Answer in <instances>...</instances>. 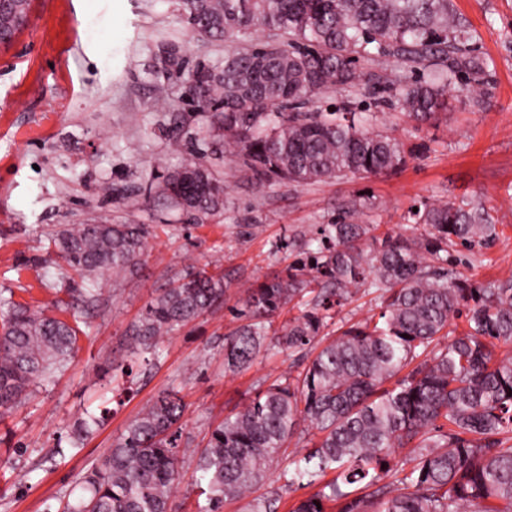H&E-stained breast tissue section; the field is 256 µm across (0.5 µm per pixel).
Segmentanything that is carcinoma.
<instances>
[{
  "instance_id": "obj_1",
  "label": "carcinoma",
  "mask_w": 512,
  "mask_h": 512,
  "mask_svg": "<svg viewBox=\"0 0 512 512\" xmlns=\"http://www.w3.org/2000/svg\"><path fill=\"white\" fill-rule=\"evenodd\" d=\"M192 37L224 44V59L188 66L181 46L161 45L162 72L188 69L185 97L216 121L204 136L238 156L259 180L298 185L348 174L377 176L405 162L402 145L348 110H308L337 89L376 88L379 77L357 67L376 50L414 65H443L437 77L405 83L398 103L421 120L446 107L448 89L482 64L461 49L468 40L450 0H179ZM0 12V32L22 31ZM262 31L268 39L241 45ZM190 218L224 212V187L207 165L190 161L146 188ZM357 205L315 231L317 246L292 251L276 277L258 281L231 307L242 321L225 338L231 372L251 366L269 347L302 353L314 347L332 311L363 288L375 295L378 319L349 326L302 371L288 374L211 430L197 459L195 484L204 502L195 512H222L250 495L279 462L290 438L307 436L308 450L282 473L285 485L314 487L293 512H512V277L486 285L462 277L450 248L486 246L496 224L485 207L452 201L413 213L425 234L408 239L375 234L357 222ZM143 224H68L50 234L54 263L74 271L82 306L98 305L101 282L142 263ZM224 273L200 269L163 288L132 330L142 353L224 301ZM298 308L288 327L269 334L271 319ZM466 329L448 345H431L457 322ZM76 323L47 310L0 298V413L24 401L69 366L79 339ZM401 378L396 375L420 356ZM393 386H387L390 380ZM185 405L160 394L113 443L106 460L83 478L64 512H181L178 424ZM104 416L77 426L73 442ZM407 449L404 467L391 461ZM335 476L324 481L329 473ZM390 477L392 481L384 482ZM372 489L370 493L361 490Z\"/></svg>"
}]
</instances>
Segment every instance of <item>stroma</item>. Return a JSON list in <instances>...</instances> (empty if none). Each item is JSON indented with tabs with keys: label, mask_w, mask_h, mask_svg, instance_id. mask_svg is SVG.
<instances>
[{
	"label": "stroma",
	"mask_w": 512,
	"mask_h": 512,
	"mask_svg": "<svg viewBox=\"0 0 512 512\" xmlns=\"http://www.w3.org/2000/svg\"><path fill=\"white\" fill-rule=\"evenodd\" d=\"M451 4L469 31L464 47L482 58L483 71L450 87L446 114L423 122L395 98L378 104L361 90L323 99L395 137L406 155L401 170L260 183L241 159L207 152L203 161L224 183V212L196 222L144 196L148 184L194 156L210 120L194 113L178 137L169 136V113L152 103L183 104L184 78L159 73L158 41L177 39L193 60L220 58L221 47L188 36L175 0H31L28 25L10 48L0 47V294L51 304L64 283L48 238L63 225L145 224L150 234L141 268L104 285L98 308L81 314L73 363L0 417V512H61L84 474L167 390L187 404L174 499L194 507L197 451L210 430L306 364L274 348L248 369L226 371L224 337L237 325L230 306L250 283L285 268L283 238L309 241L352 203L362 204V223L408 238L424 232L412 208L483 204L497 237L458 270L480 284L512 276V0ZM217 257L231 282L225 304L161 338L150 363L132 360L130 329L157 291ZM103 409L104 425L72 448L78 420Z\"/></svg>",
	"instance_id": "35a3bbf8"
}]
</instances>
